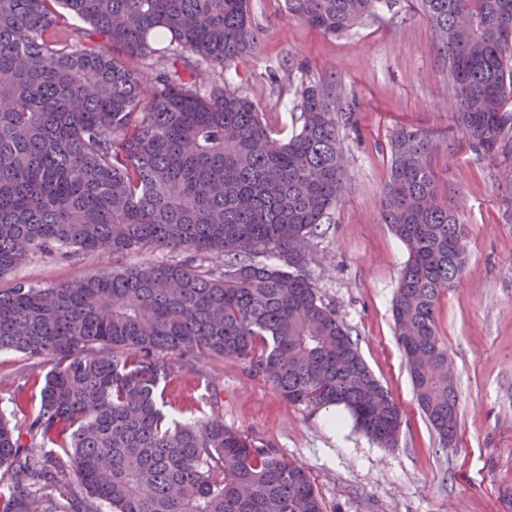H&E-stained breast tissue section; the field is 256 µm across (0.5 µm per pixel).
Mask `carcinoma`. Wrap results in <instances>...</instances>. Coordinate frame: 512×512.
Returning a JSON list of instances; mask_svg holds the SVG:
<instances>
[{
    "label": "carcinoma",
    "mask_w": 512,
    "mask_h": 512,
    "mask_svg": "<svg viewBox=\"0 0 512 512\" xmlns=\"http://www.w3.org/2000/svg\"><path fill=\"white\" fill-rule=\"evenodd\" d=\"M421 2L462 135L484 156L512 151V0ZM285 3L332 35L377 7ZM67 13L89 25L72 42L57 36ZM254 39L247 0H0V274L63 247L191 256L0 291V353L52 364L26 433L0 413V512H324L303 468L219 418L171 417L164 352L236 358L286 401L341 406L395 446L401 410L307 270L342 191L339 102L305 87L302 124L281 141L224 77L205 94L177 67L195 57L227 70ZM431 150L417 131L395 135L380 210L409 254L399 342L446 446L457 394L436 303L466 248L432 170L415 164ZM207 254L223 269L200 270Z\"/></svg>",
    "instance_id": "carcinoma-1"
}]
</instances>
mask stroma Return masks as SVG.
Listing matches in <instances>:
<instances>
[{
    "label": "stroma",
    "mask_w": 512,
    "mask_h": 512,
    "mask_svg": "<svg viewBox=\"0 0 512 512\" xmlns=\"http://www.w3.org/2000/svg\"><path fill=\"white\" fill-rule=\"evenodd\" d=\"M255 44L225 75L199 65L254 101L274 137L301 124V90L333 88L350 112L336 115L343 190L310 240L309 274L358 350L403 413L397 444L367 437L340 407L314 410L284 400L237 359L167 354V394L181 421L223 419L226 427L307 470L324 512H512V156L471 149L454 124L457 97L448 56L421 0H379L373 17L327 35L288 13L284 0H248ZM432 143L428 164L437 199L464 226L466 263L436 305L458 393L457 437L442 447L413 394L392 303L408 259L381 220L389 145L400 129ZM166 249L119 256L62 248L0 275V289L46 287L146 260ZM51 369L45 357L0 353V412L14 417L17 390L37 396Z\"/></svg>",
    "instance_id": "35a3bbf8"
}]
</instances>
